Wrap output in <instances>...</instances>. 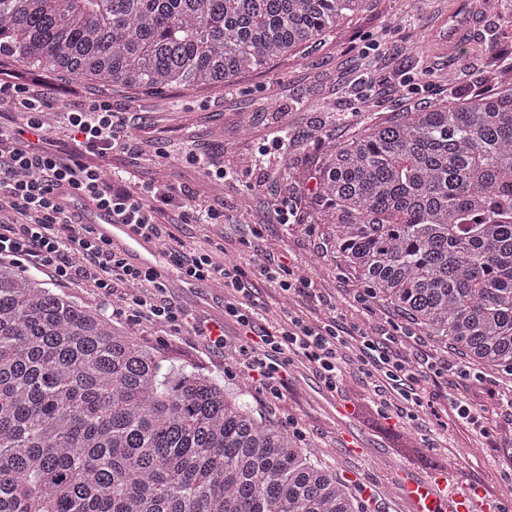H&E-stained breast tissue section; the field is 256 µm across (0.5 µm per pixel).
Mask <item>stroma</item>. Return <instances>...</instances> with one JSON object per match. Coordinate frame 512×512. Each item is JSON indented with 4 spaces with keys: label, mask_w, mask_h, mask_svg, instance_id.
<instances>
[{
    "label": "stroma",
    "mask_w": 512,
    "mask_h": 512,
    "mask_svg": "<svg viewBox=\"0 0 512 512\" xmlns=\"http://www.w3.org/2000/svg\"><path fill=\"white\" fill-rule=\"evenodd\" d=\"M464 3L478 7L480 15L465 52L437 53L432 29L454 19ZM367 52L382 59L368 85L359 80ZM495 55L512 60V0H361L323 44L243 73L231 89L107 90L83 82L78 95L55 98L48 118L56 120L59 113L100 99L111 101L142 149L131 172L144 181L165 179L193 188L187 177L189 148L231 165L234 179L216 195L224 203L228 234L244 235L249 226L263 225L268 240L301 257L318 287L335 289L343 325L404 337L410 325L401 313L374 302L362 305L363 287L336 261L312 202L316 171L328 146L351 137L368 117L500 87L489 67ZM404 72L413 76L412 86H397L396 78ZM450 73L455 83H447ZM244 113L251 117L246 126L240 122ZM280 130L288 137L283 159L267 167L255 162L252 147ZM281 198L293 207L294 224L268 223V202ZM174 294L191 323L222 315L218 290L196 286ZM122 328L161 357L223 378L225 387L243 394L261 418L299 434L314 460L351 485L365 512H410L400 495L403 482L440 476L454 489L512 500V408L500 401V376H459L454 366L460 355L430 337L407 348L451 364V371L431 380L429 391L476 409L474 422L449 420L444 443L434 439L438 425L431 409H423L410 423L377 415L371 391L356 372L346 373L331 392L315 368L299 369L277 399L262 394L251 377L225 375L236 349L246 342L234 325H226L221 350L206 348L190 326L170 336L146 323L126 322Z\"/></svg>",
    "instance_id": "stroma-1"
}]
</instances>
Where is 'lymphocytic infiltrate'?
I'll return each instance as SVG.
<instances>
[{
  "label": "lymphocytic infiltrate",
  "instance_id": "lymphocytic-infiltrate-1",
  "mask_svg": "<svg viewBox=\"0 0 512 512\" xmlns=\"http://www.w3.org/2000/svg\"><path fill=\"white\" fill-rule=\"evenodd\" d=\"M50 85L0 68V96L12 95L23 125L0 120V262L47 272L63 286L94 291L112 307V316L179 329L191 326L208 348L225 346V323L247 335L239 365L257 374L259 385L279 397L294 364H311L325 387L336 390L347 369L359 367L382 415L417 420L424 406L438 405L471 420L468 407L436 404L426 385L430 362H415L389 333L340 326L329 289L315 287L301 273L302 261L276 260L260 227L250 237L226 234L223 206L209 196L223 169H203L192 191L167 182H138L120 175L104 180L105 162L126 163L138 155L109 101L64 115L61 130L44 124ZM111 211L112 220L139 237L168 248L171 272L191 286L224 294V319L192 325L169 292L167 275L139 264L83 220L81 203ZM195 226L188 235L184 226ZM264 255L258 265L240 254ZM170 272V273H171ZM270 291L262 300L260 289Z\"/></svg>",
  "mask_w": 512,
  "mask_h": 512
}]
</instances>
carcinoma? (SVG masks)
Here are the masks:
<instances>
[{
  "instance_id": "obj_1",
  "label": "carcinoma",
  "mask_w": 512,
  "mask_h": 512,
  "mask_svg": "<svg viewBox=\"0 0 512 512\" xmlns=\"http://www.w3.org/2000/svg\"><path fill=\"white\" fill-rule=\"evenodd\" d=\"M360 0H0V53L101 87L222 88ZM512 86L368 118L316 204L372 298L512 377ZM301 439L0 263V512H362Z\"/></svg>"
}]
</instances>
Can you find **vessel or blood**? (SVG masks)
I'll return each mask as SVG.
<instances>
[{
	"instance_id": "1",
	"label": "vessel or blood",
	"mask_w": 512,
	"mask_h": 512,
	"mask_svg": "<svg viewBox=\"0 0 512 512\" xmlns=\"http://www.w3.org/2000/svg\"><path fill=\"white\" fill-rule=\"evenodd\" d=\"M470 21V15L465 14L454 27L438 25L433 32V38L439 49H451ZM93 223L98 232L112 241L123 243L133 240L140 263L160 267V254L154 241L131 238L126 225L113 223L111 215L101 210L95 211ZM403 495L411 503L413 512H512V502H478L474 496L449 488L447 480L442 478L432 482L407 483L403 488Z\"/></svg>"
}]
</instances>
